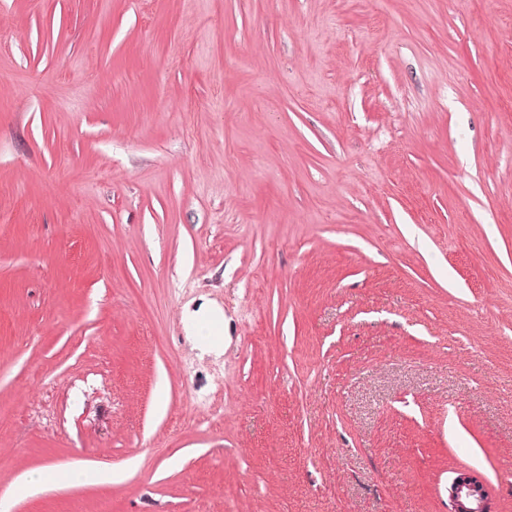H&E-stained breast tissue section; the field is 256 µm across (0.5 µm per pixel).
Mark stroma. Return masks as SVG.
<instances>
[{"mask_svg":"<svg viewBox=\"0 0 512 512\" xmlns=\"http://www.w3.org/2000/svg\"><path fill=\"white\" fill-rule=\"evenodd\" d=\"M0 407L11 512H512V0H0ZM53 467H44L32 470L27 474L23 475L18 483L15 484V497H23L29 494H35L39 489L48 483L52 473L54 472ZM450 502V512H493L484 484L467 473L455 477Z\"/></svg>","mask_w":512,"mask_h":512,"instance_id":"1","label":"stroma"}]
</instances>
